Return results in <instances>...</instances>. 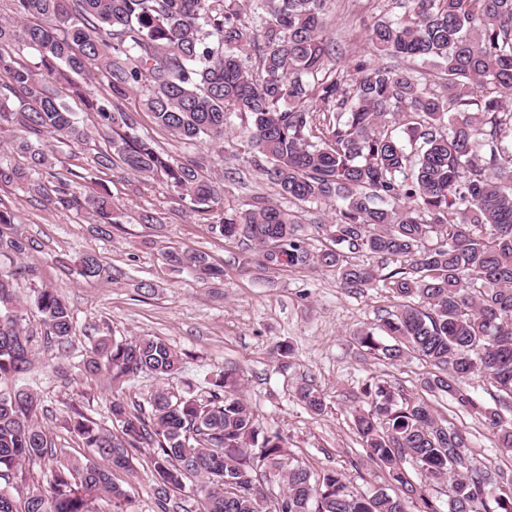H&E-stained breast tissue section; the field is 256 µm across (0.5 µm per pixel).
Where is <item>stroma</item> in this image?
Masks as SVG:
<instances>
[{"mask_svg": "<svg viewBox=\"0 0 512 512\" xmlns=\"http://www.w3.org/2000/svg\"><path fill=\"white\" fill-rule=\"evenodd\" d=\"M378 16L366 0H336L327 22L336 43V68L367 53L366 29ZM76 116L90 127L89 138L71 147L49 141L53 171L61 178L77 173L76 189L84 194L106 187L126 212L125 224L104 237L85 215L50 204L36 184L0 191V209L11 212L23 236L37 245L23 260L35 267V277L18 279L15 288L24 296L41 285L56 288L76 319L68 353L38 343L22 380L40 402L38 420L51 431L58 454L87 453L67 424L72 410L100 424L110 421L112 388L103 379L87 380L80 370L89 337L159 336L183 352V371L162 383L147 375L128 382L121 393L128 405L142 403L161 385L203 393L215 374L232 366L242 376L241 389L261 428L286 438L290 460L316 471L338 470L357 492L388 488L386 474L360 444L350 411L373 377L410 395L421 391L426 368L417 359L391 365L358 350L353 341L354 332L393 309V299L381 288L348 294L333 275L312 268L271 272L244 263L246 245L212 234L210 217L186 211L160 180L133 176L118 166L99 168L96 156L105 143L92 129L95 119L81 110ZM138 132L175 159L198 162L221 178L230 205L274 195L270 183L246 162L240 138L230 137L220 147H188L145 116ZM151 208L160 212L161 224L138 223V213ZM170 243L207 253L223 267V278L204 282L174 270L162 256ZM86 252L101 256L106 278L89 283L76 278L72 269ZM142 280L155 286L145 298L137 293ZM281 344L291 346L289 356H278ZM306 383L324 393L328 408L322 415L310 414L299 401L297 389ZM433 409L468 432L478 467L512 474V453L498 448L478 417L457 411L441 396L434 398ZM151 455V449H140L134 471L114 475L134 495L137 512H155Z\"/></svg>", "mask_w": 512, "mask_h": 512, "instance_id": "1", "label": "stroma"}]
</instances>
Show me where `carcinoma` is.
I'll list each match as a JSON object with an SVG mask.
<instances>
[{
	"label": "carcinoma",
	"instance_id": "cac0c4a2",
	"mask_svg": "<svg viewBox=\"0 0 512 512\" xmlns=\"http://www.w3.org/2000/svg\"><path fill=\"white\" fill-rule=\"evenodd\" d=\"M13 2L14 16L0 21V135L28 167L0 163V189L51 167L43 137L73 144L89 137L50 91L54 81L95 116L109 146L101 166L156 177L198 214L221 210L220 180L140 137L122 101L139 95L151 121L188 146L222 144L231 116L247 117V163L280 201L256 196L224 211L211 232L250 242L251 263L265 271L312 266L352 295L387 290L395 310L354 334L358 348L391 363L424 362L422 388L482 415L498 447L512 450L506 403L485 407L459 385L479 373L512 399V0H405L402 13L368 29L371 57L354 59L349 70L329 65L332 0ZM10 46L33 50L38 62L21 64ZM376 56L406 65L379 66ZM96 76L104 87L90 98L83 81ZM5 90L18 105L1 100ZM43 191L84 211L104 235L125 223L104 186L78 196L72 180L59 178ZM328 204L331 220L318 226L326 243L314 253L301 213ZM32 248L0 210V256ZM360 254L372 262H358ZM164 258L203 280L224 276L194 249L171 247ZM75 273L98 281L106 266L86 253ZM34 274L32 266L0 273V512H91L102 497L110 512H136L113 471L132 469L141 448L153 450L158 512H189L183 492L193 478L201 481L200 512H409L417 501L419 512H512V478L477 468L466 432L427 400L364 384L353 425L398 489L367 495L336 470L288 461L285 439L259 429L233 369L211 380L204 396L155 390L146 413L115 397L111 430L74 411V431L110 467L65 458L49 487L19 484L25 463L54 456L36 397L17 385L33 353L29 308L60 351L75 329L56 289L35 288L30 302L16 293V277ZM183 364L157 336L91 337L82 361L84 374L113 384L141 374L167 380ZM298 396L313 415L327 410L309 384ZM407 458L433 483H448L447 502L410 479ZM276 474L285 490L273 496L264 480Z\"/></svg>",
	"mask_w": 512,
	"mask_h": 512
}]
</instances>
